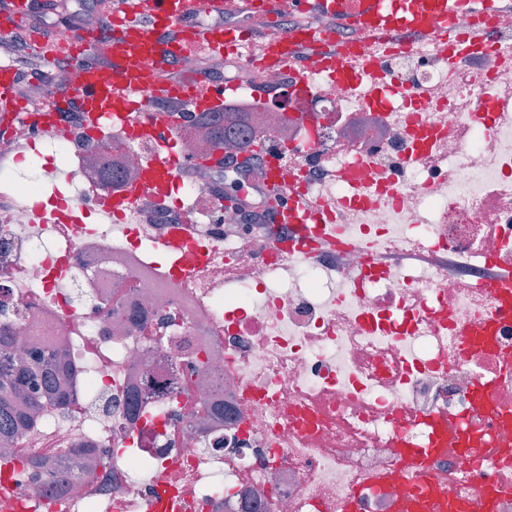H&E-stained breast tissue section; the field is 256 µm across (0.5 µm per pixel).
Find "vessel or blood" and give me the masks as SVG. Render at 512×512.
<instances>
[{
    "label": "vessel or blood",
    "mask_w": 512,
    "mask_h": 512,
    "mask_svg": "<svg viewBox=\"0 0 512 512\" xmlns=\"http://www.w3.org/2000/svg\"><path fill=\"white\" fill-rule=\"evenodd\" d=\"M355 22L366 41H374L377 29L398 33L411 28L430 37L436 45L444 47L460 41L476 45L486 40L484 28L477 27L464 36H457L444 23L462 12L481 15L490 6V0H356ZM252 11L258 20L276 16L283 0H145L141 10L130 12L123 22L107 18L108 34L99 39L85 37L73 39L75 51L70 62L80 76L70 80L58 95V108L71 103L82 105L92 122H112L148 131L159 142V151L147 164L149 173L159 175L160 195H168L187 166L178 143L170 132L167 117L140 111L141 101L151 97L173 96L182 100L188 111L200 108H223L226 95L232 94L234 85L206 83L198 87H182L170 83L166 73L178 57L201 50L223 55L225 50L241 51L249 44L250 36L221 24L205 25L192 22L195 14H223L239 7ZM268 59L287 64L302 53L332 54L334 46L304 26L291 30L267 33L260 45ZM374 59L369 50H361L357 71L363 76L367 95L378 101L384 96L382 82L374 73ZM19 99L13 89L12 74L0 68V124L10 125L20 118ZM273 192L279 197L282 209L280 223L289 225L298 245L318 241L321 247H331L338 235L334 225L313 230L301 196L285 184H276ZM137 198L135 188L121 194H111L104 200V212H125ZM191 232L185 227L172 230L161 242L159 249L172 263L174 275H187L194 265L193 258L177 261ZM434 431L430 448H417L407 441H399L398 453L407 468L418 471L416 490L412 498L397 504L394 512H462L459 504L449 501L439 482L421 473L430 453L441 451L448 441L447 420L432 421Z\"/></svg>",
    "instance_id": "b4317fda"
}]
</instances>
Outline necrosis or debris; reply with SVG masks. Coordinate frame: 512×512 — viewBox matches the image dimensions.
Instances as JSON below:
<instances>
[{"mask_svg": "<svg viewBox=\"0 0 512 512\" xmlns=\"http://www.w3.org/2000/svg\"><path fill=\"white\" fill-rule=\"evenodd\" d=\"M346 9L275 20L344 43L357 38ZM480 23L487 42L452 63L434 44L377 41L376 66L400 88L382 110L341 81L349 53L331 73L313 55L286 69L235 55L242 89H267L246 102L254 175L293 184L343 232L309 259L211 202L216 183L238 186L235 154L223 177L193 168L161 204L143 178L155 141L64 118L45 137L48 101L23 97L0 133V153L25 145L0 163V330L61 357L81 389L67 406L43 395L14 440L21 512H150L162 478L181 512H393L415 486L396 439L423 446L434 414L479 437L449 435L427 474L468 512L489 489L493 512H512V421L469 403L490 376L512 411V318L489 347L462 334L496 308L487 273L512 270V62L497 51L512 6L448 27ZM106 165L128 178L107 182ZM60 166L75 188L49 186ZM126 185L139 197L121 223H84ZM179 224L207 251L187 279L156 256ZM46 462L66 489L44 485ZM384 472L386 490L365 494Z\"/></svg>", "mask_w": 512, "mask_h": 512, "instance_id": "1", "label": "necrosis or debris"}]
</instances>
